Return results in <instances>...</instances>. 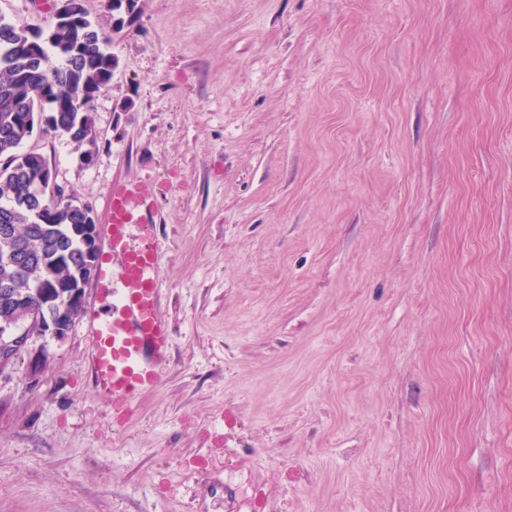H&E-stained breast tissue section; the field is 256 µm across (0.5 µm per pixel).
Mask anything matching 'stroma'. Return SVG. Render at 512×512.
<instances>
[{"instance_id": "obj_1", "label": "stroma", "mask_w": 512, "mask_h": 512, "mask_svg": "<svg viewBox=\"0 0 512 512\" xmlns=\"http://www.w3.org/2000/svg\"><path fill=\"white\" fill-rule=\"evenodd\" d=\"M50 0H0L28 28ZM97 149L153 182L157 386L96 393L82 318L0 375V512H512V0H137Z\"/></svg>"}]
</instances>
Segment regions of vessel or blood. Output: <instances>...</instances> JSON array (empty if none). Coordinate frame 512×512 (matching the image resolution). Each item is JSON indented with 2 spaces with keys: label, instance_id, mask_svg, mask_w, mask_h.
Wrapping results in <instances>:
<instances>
[{
  "label": "vessel or blood",
  "instance_id": "1",
  "mask_svg": "<svg viewBox=\"0 0 512 512\" xmlns=\"http://www.w3.org/2000/svg\"><path fill=\"white\" fill-rule=\"evenodd\" d=\"M105 259L84 327L88 369L96 390L129 415L156 387L172 336L160 315V262L151 182H121L109 192L103 227Z\"/></svg>",
  "mask_w": 512,
  "mask_h": 512
}]
</instances>
